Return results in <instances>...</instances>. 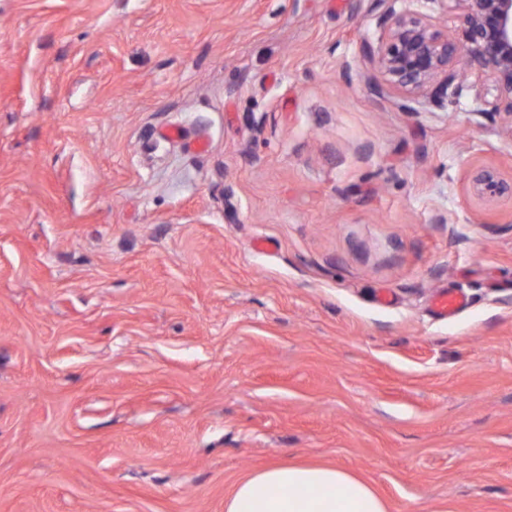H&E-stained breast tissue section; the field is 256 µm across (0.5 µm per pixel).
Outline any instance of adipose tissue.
<instances>
[{
	"label": "adipose tissue",
	"instance_id": "adipose-tissue-1",
	"mask_svg": "<svg viewBox=\"0 0 512 512\" xmlns=\"http://www.w3.org/2000/svg\"><path fill=\"white\" fill-rule=\"evenodd\" d=\"M224 512H389L386 501L340 465L273 463L241 479Z\"/></svg>",
	"mask_w": 512,
	"mask_h": 512
}]
</instances>
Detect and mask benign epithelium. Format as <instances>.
Instances as JSON below:
<instances>
[{
    "label": "benign epithelium",
    "mask_w": 512,
    "mask_h": 512,
    "mask_svg": "<svg viewBox=\"0 0 512 512\" xmlns=\"http://www.w3.org/2000/svg\"><path fill=\"white\" fill-rule=\"evenodd\" d=\"M382 2L377 33L364 44L376 72L371 90L397 95L396 105L407 112L453 104L472 91L483 105L480 113L512 132V0H429L456 18L452 29L415 8L421 0ZM468 192L479 201L512 197V182L492 167L477 166Z\"/></svg>",
    "instance_id": "1"
}]
</instances>
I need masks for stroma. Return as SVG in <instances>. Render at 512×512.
Here are the masks:
<instances>
[{
    "label": "stroma",
    "mask_w": 512,
    "mask_h": 512,
    "mask_svg": "<svg viewBox=\"0 0 512 512\" xmlns=\"http://www.w3.org/2000/svg\"><path fill=\"white\" fill-rule=\"evenodd\" d=\"M380 11L0 0V512H224L275 461L512 512V199L466 191L512 135L374 96Z\"/></svg>",
    "instance_id": "stroma-1"
}]
</instances>
